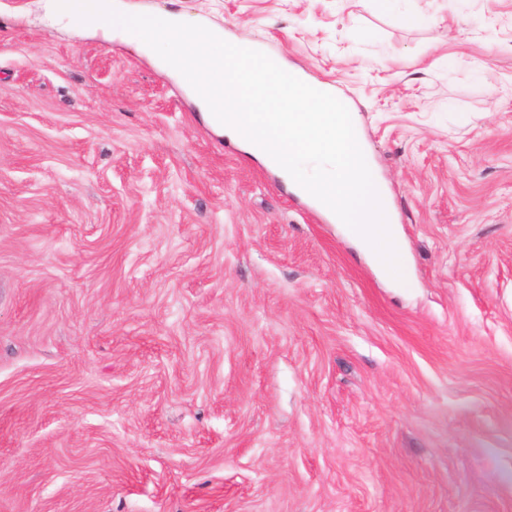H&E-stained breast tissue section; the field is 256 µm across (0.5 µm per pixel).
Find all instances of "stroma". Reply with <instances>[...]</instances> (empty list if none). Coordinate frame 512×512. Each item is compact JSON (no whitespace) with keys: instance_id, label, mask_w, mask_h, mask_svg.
<instances>
[{"instance_id":"stroma-1","label":"stroma","mask_w":512,"mask_h":512,"mask_svg":"<svg viewBox=\"0 0 512 512\" xmlns=\"http://www.w3.org/2000/svg\"><path fill=\"white\" fill-rule=\"evenodd\" d=\"M127 2L349 99L404 273L0 0V512H512V0Z\"/></svg>"}]
</instances>
